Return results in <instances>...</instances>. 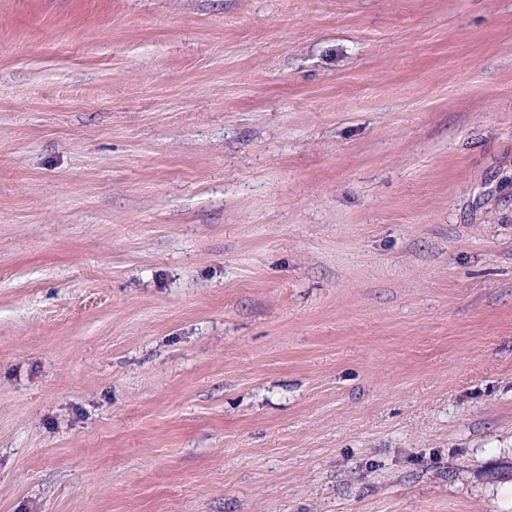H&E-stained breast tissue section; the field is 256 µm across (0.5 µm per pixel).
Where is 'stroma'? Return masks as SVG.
Listing matches in <instances>:
<instances>
[{"label": "stroma", "mask_w": 512, "mask_h": 512, "mask_svg": "<svg viewBox=\"0 0 512 512\" xmlns=\"http://www.w3.org/2000/svg\"><path fill=\"white\" fill-rule=\"evenodd\" d=\"M0 512H512V0H0Z\"/></svg>", "instance_id": "35a3bbf8"}]
</instances>
